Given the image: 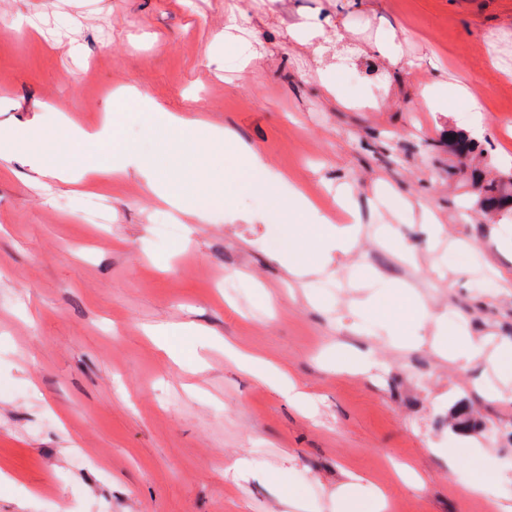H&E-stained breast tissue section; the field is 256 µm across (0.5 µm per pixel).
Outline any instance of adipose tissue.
<instances>
[{
    "label": "adipose tissue",
    "mask_w": 512,
    "mask_h": 512,
    "mask_svg": "<svg viewBox=\"0 0 512 512\" xmlns=\"http://www.w3.org/2000/svg\"><path fill=\"white\" fill-rule=\"evenodd\" d=\"M155 118L180 133L187 141L190 165L184 171L178 187H170L159 174L154 160L144 155L135 143L122 139L115 124L107 122L80 128L72 126L66 118L61 117L57 124L61 130L62 146L74 143L99 146L111 156L106 167L92 164L80 171L76 176L77 181L100 186L111 182L113 176L133 171L145 176L149 191L162 206L188 213L200 222L207 218L201 205L202 194L226 201L230 198L226 191L230 185L260 191L275 203L286 202L294 209L317 216L318 211L314 205L289 185L284 174L272 170L258 152L235 141L225 132L202 120H190L184 115L161 108L156 110ZM42 134L43 126L39 123L17 131H0V157L20 151L25 154L38 176L45 179L64 178L66 172L61 157L58 153H48L42 149ZM218 148L234 155L238 161L237 168L225 170L224 185L220 188L206 186L196 178L197 171L211 162L213 152Z\"/></svg>",
    "instance_id": "1"
}]
</instances>
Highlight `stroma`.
<instances>
[{"instance_id":"stroma-1","label":"stroma","mask_w":512,"mask_h":512,"mask_svg":"<svg viewBox=\"0 0 512 512\" xmlns=\"http://www.w3.org/2000/svg\"><path fill=\"white\" fill-rule=\"evenodd\" d=\"M19 14L39 33L19 35ZM311 22L323 32L307 43ZM450 74L495 132L473 168L512 172V0H0L1 129L118 112L123 138L152 154L169 136L152 106L200 118L359 238L297 278L288 253L319 230L265 195L210 205L197 224L137 173L107 189L41 184L24 157L1 158L0 512H20L26 491L27 512H272L275 485L224 474L246 454L285 470L310 512H336L345 471L385 491L387 512H477L484 500L461 488L479 472L512 501V377L437 354L428 332L395 343L380 313L401 292L490 346L512 339V214L462 208L472 176H455L448 149L467 128L460 103L446 87L431 110L417 88ZM128 87L139 99L117 101ZM366 97L386 105L354 108ZM161 327L179 349L212 337L199 369L154 343ZM344 349L366 369L338 370ZM238 352L287 371L307 404ZM459 402L476 421L464 433L448 427Z\"/></svg>"}]
</instances>
